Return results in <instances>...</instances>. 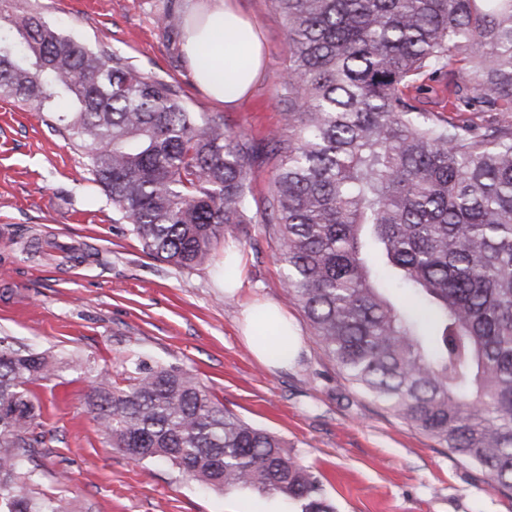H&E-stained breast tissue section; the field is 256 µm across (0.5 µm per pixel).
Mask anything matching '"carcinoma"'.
<instances>
[{
    "instance_id": "1",
    "label": "carcinoma",
    "mask_w": 512,
    "mask_h": 512,
    "mask_svg": "<svg viewBox=\"0 0 512 512\" xmlns=\"http://www.w3.org/2000/svg\"><path fill=\"white\" fill-rule=\"evenodd\" d=\"M271 2L288 32V135L264 144L13 0H0V98L56 113L114 223L153 257L210 266L221 235L271 225L285 288L347 379L511 492L512 0ZM427 74L448 78L446 118L403 93ZM264 155L275 173L254 213L249 171ZM68 364L0 336V512H70L23 492L43 416L30 385ZM87 404L137 461L333 512L283 438L187 370L127 361Z\"/></svg>"
}]
</instances>
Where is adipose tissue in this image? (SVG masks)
Here are the masks:
<instances>
[{
    "instance_id": "ef3b65f1",
    "label": "adipose tissue",
    "mask_w": 512,
    "mask_h": 512,
    "mask_svg": "<svg viewBox=\"0 0 512 512\" xmlns=\"http://www.w3.org/2000/svg\"><path fill=\"white\" fill-rule=\"evenodd\" d=\"M182 51L196 85L211 99L231 104L252 85L263 65L257 30L233 0H209L202 13L192 14ZM240 327L252 355L267 367L288 366L299 341L292 319L270 299L244 304Z\"/></svg>"
}]
</instances>
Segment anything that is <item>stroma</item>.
<instances>
[{"label": "stroma", "instance_id": "1", "mask_svg": "<svg viewBox=\"0 0 512 512\" xmlns=\"http://www.w3.org/2000/svg\"><path fill=\"white\" fill-rule=\"evenodd\" d=\"M80 43L120 52L176 85L194 112L222 114L236 134L265 141L284 125L287 27L269 0H234L256 26L266 64L251 91L227 106L195 84L181 40L157 23L202 0H33ZM111 200L91 180L83 150L50 117L0 98V336L52 350L77 365L33 384L44 442L32 495H62L73 512H301L298 502L227 494L162 461L113 448L85 404L96 372L117 374L142 356L192 373L225 408L277 433L322 482L335 512H512L476 464L383 410L339 370L284 287L270 225L243 224L218 250L243 251V295L269 297L294 319L301 349L288 367L256 361L239 329L241 299L224 292L223 261L182 270L142 253Z\"/></svg>", "mask_w": 512, "mask_h": 512}]
</instances>
